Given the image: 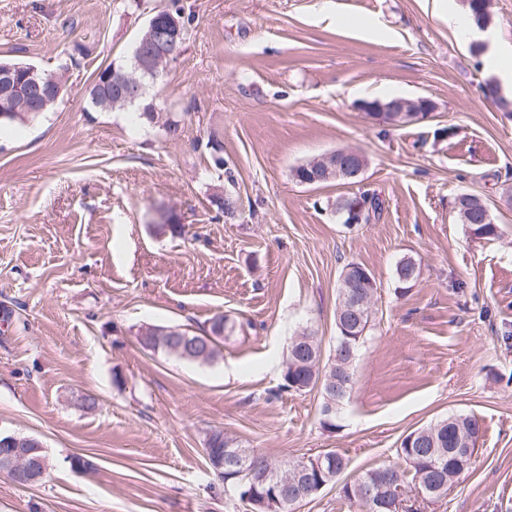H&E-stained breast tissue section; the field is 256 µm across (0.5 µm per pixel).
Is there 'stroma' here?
Listing matches in <instances>:
<instances>
[{
    "label": "stroma",
    "instance_id": "35a3bbf8",
    "mask_svg": "<svg viewBox=\"0 0 512 512\" xmlns=\"http://www.w3.org/2000/svg\"><path fill=\"white\" fill-rule=\"evenodd\" d=\"M182 3L189 35L154 87L170 136L89 102L169 0H0V60L65 75L54 109L0 125V434L38 439L51 461L35 486L0 474V512H244L210 470L216 429L278 462L339 451L342 482L296 512H360L343 481L453 412L482 436L428 512H512V105L487 97L483 56L440 0ZM372 21L382 34L360 35ZM393 97L437 109L394 128L357 108ZM344 148L368 159L360 185L294 179ZM361 189L383 211L345 226L335 204ZM228 190L232 219L213 204ZM463 193L497 235L460 222ZM167 209L185 236L159 231ZM405 256L421 276L404 292ZM351 261L375 277L373 322L326 429L318 391L278 387L297 331L335 343ZM219 315L231 330L210 363L137 339Z\"/></svg>",
    "mask_w": 512,
    "mask_h": 512
}]
</instances>
